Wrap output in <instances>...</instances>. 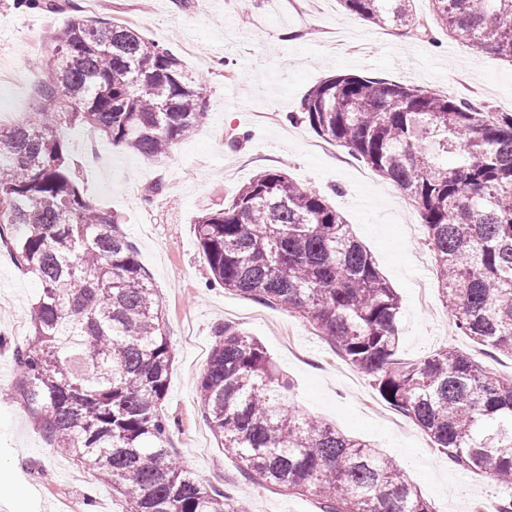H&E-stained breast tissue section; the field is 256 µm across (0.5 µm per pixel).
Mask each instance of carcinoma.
<instances>
[{
    "mask_svg": "<svg viewBox=\"0 0 512 512\" xmlns=\"http://www.w3.org/2000/svg\"><path fill=\"white\" fill-rule=\"evenodd\" d=\"M432 2L448 37L512 62V0ZM340 3L429 35L413 0ZM17 5L55 13L74 3ZM34 78L36 110L0 127V246L41 284L12 398L54 450L111 483L127 512H245L171 458L162 304L119 217L80 188L64 135L88 126L159 158L205 119L207 89L170 49L97 18L61 28ZM293 118L411 202L457 329L512 356V112L336 73L307 90ZM194 231L211 284L305 319L449 462L489 471L503 486L495 512H512V377L451 347L398 358L399 296L325 196L261 170ZM216 336L199 400L245 478L316 495L320 512H434L390 458L302 412L259 341L228 323Z\"/></svg>",
    "mask_w": 512,
    "mask_h": 512,
    "instance_id": "cac0c4a2",
    "label": "carcinoma"
}]
</instances>
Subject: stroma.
Instances as JSON below:
<instances>
[{
	"mask_svg": "<svg viewBox=\"0 0 512 512\" xmlns=\"http://www.w3.org/2000/svg\"><path fill=\"white\" fill-rule=\"evenodd\" d=\"M315 2L318 9L311 13L286 0H189L183 7L173 0H104L93 12L103 20L148 18L142 34L181 57L210 95L205 122L157 161L100 139L96 145L108 162L94 166L83 132L70 137L84 192L119 216L163 306L174 353L163 402L173 426L171 455L204 483L243 501L246 512H318L315 496L291 497L245 480L209 429L197 398L198 378L217 326L229 323L265 346L292 380L300 410L395 460L435 512H493L502 492L494 477L449 463L305 319L205 285L197 216L221 207L256 172L279 168L326 195L396 289L401 358L449 346L487 370L512 375V357L486 353L457 330L427 259L419 215L403 212L404 197L356 159L317 150L318 136L286 118L311 86L338 72L382 76L512 112V63L476 56L439 30L424 38L348 15L339 0ZM80 17L72 10L20 11L14 0H0V71L17 73L13 81H0L6 123L22 119L37 103L32 88L38 57L26 52L23 35L51 33ZM155 183L160 192L144 203ZM39 289L0 248V512H125L110 485L54 453L33 418L10 398L18 378L15 354L27 344Z\"/></svg>",
	"mask_w": 512,
	"mask_h": 512,
	"instance_id": "1",
	"label": "stroma"
}]
</instances>
